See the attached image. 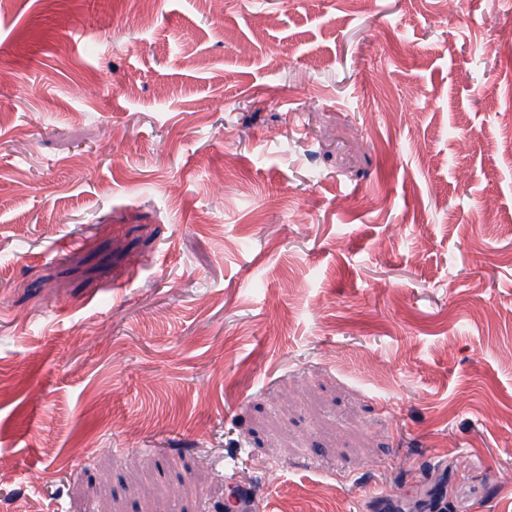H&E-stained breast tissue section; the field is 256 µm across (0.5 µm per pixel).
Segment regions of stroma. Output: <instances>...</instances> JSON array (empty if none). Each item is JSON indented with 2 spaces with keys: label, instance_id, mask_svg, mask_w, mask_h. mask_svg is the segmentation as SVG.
Returning a JSON list of instances; mask_svg holds the SVG:
<instances>
[{
  "label": "stroma",
  "instance_id": "1",
  "mask_svg": "<svg viewBox=\"0 0 512 512\" xmlns=\"http://www.w3.org/2000/svg\"><path fill=\"white\" fill-rule=\"evenodd\" d=\"M508 126L512 0H0V512H512Z\"/></svg>",
  "mask_w": 512,
  "mask_h": 512
}]
</instances>
